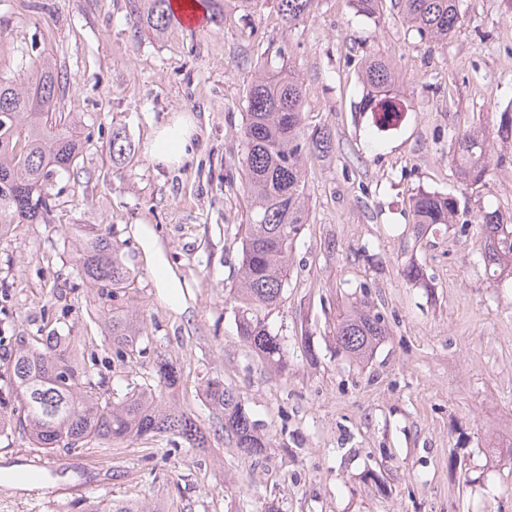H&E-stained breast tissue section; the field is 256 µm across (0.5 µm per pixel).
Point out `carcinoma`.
Wrapping results in <instances>:
<instances>
[{
  "mask_svg": "<svg viewBox=\"0 0 512 512\" xmlns=\"http://www.w3.org/2000/svg\"><path fill=\"white\" fill-rule=\"evenodd\" d=\"M316 0H274L282 20L292 26L310 15ZM420 39L439 43L463 23L457 0H394ZM132 27L157 34L178 22L171 0H128ZM369 87L357 103L379 122H389L403 111L389 95L392 71L373 58L362 70ZM64 73L57 60L45 57L34 64L26 81L17 84L0 72V238L16 224L48 221L50 190L56 175L73 168L83 149L80 121L58 110ZM243 127L241 169L247 202L241 265L235 284L244 304L239 320L246 347L270 367H287L279 338L267 328L258 311L279 304L288 279L291 249L308 220L306 194L307 152L321 156L333 148L328 125L308 126L303 112V84L291 75L261 70L251 81ZM512 141V111L495 116L491 129H460L452 137L458 178L477 186L492 171L494 142ZM417 229L451 224L457 200L446 194L418 193L413 200ZM474 222L482 243L481 258L490 280L512 283V219L499 209L479 210ZM112 224H78L75 236L78 273L107 303L102 321L121 362L143 352L144 316L131 308L129 290L133 272L112 244ZM387 335L383 316L366 303L352 307L337 324L336 344L355 359L369 357ZM20 341L14 353L0 359V437L15 435L34 448H78L106 440L130 437L176 436L190 447L204 449L206 431L194 416L172 400L180 374L166 359L153 367V383L135 384L121 397L110 393L107 382L79 359L66 336ZM206 398L216 419L235 446L249 456L267 448L265 435L249 417L244 404L221 382L206 383ZM164 498L112 500L88 504L86 512H173Z\"/></svg>",
  "mask_w": 512,
  "mask_h": 512,
  "instance_id": "cac0c4a2",
  "label": "carcinoma"
}]
</instances>
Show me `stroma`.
<instances>
[{
  "label": "stroma",
  "mask_w": 512,
  "mask_h": 512,
  "mask_svg": "<svg viewBox=\"0 0 512 512\" xmlns=\"http://www.w3.org/2000/svg\"><path fill=\"white\" fill-rule=\"evenodd\" d=\"M459 8L464 24L430 48L390 0L372 18L353 0H316L291 28L273 0L247 14L226 0L203 28L158 35L134 30L128 0H0V41L25 53L7 77L53 56L67 78L60 107L79 113L84 142L51 190L49 223L0 238V356L52 329L120 394L168 359L181 374L177 403L209 439L205 449L156 437L50 452L0 439V512H83L146 491L177 512H512V286L489 283L471 223L482 208L512 214V165L463 188L451 144L512 110V0ZM372 55L390 65L403 106L390 131L356 109ZM265 63L291 68L306 124L333 134L332 153L308 159L310 216L282 301L260 313L284 346L280 373L244 345L233 296L246 91ZM180 112L197 123L192 157L152 165L151 131ZM116 134L133 147L121 165ZM422 191L456 196L459 223L417 233ZM77 224L116 231L147 326L136 359L115 361L101 333L103 303L72 260ZM147 231L178 289L156 280ZM410 264L423 279L403 277ZM361 299L388 334L359 362L338 351L335 324ZM212 379L240 395L269 439L264 455H244L218 428L203 393Z\"/></svg>",
  "instance_id": "1"
}]
</instances>
